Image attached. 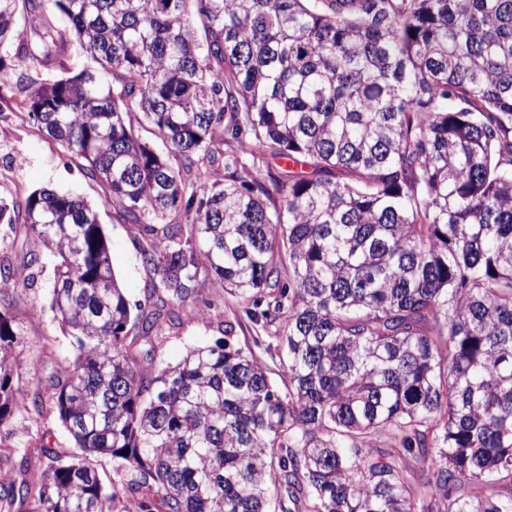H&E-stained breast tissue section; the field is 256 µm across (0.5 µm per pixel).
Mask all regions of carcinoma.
<instances>
[{
    "label": "carcinoma",
    "instance_id": "carcinoma-1",
    "mask_svg": "<svg viewBox=\"0 0 512 512\" xmlns=\"http://www.w3.org/2000/svg\"><path fill=\"white\" fill-rule=\"evenodd\" d=\"M3 48L63 74L4 84L0 122L84 161L153 279L127 298L83 199L0 197V425L47 404L81 450L41 446L0 502L512 512V0H0ZM47 260L77 358L27 398L13 293ZM203 273L282 384L230 323L143 368Z\"/></svg>",
    "mask_w": 512,
    "mask_h": 512
}]
</instances>
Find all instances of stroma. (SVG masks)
Instances as JSON below:
<instances>
[{
    "label": "stroma",
    "instance_id": "obj_1",
    "mask_svg": "<svg viewBox=\"0 0 512 512\" xmlns=\"http://www.w3.org/2000/svg\"><path fill=\"white\" fill-rule=\"evenodd\" d=\"M44 187L82 197L96 210L110 245L118 283L130 300L141 299L152 275L140 262L143 240L135 225L118 220L113 208L105 203L102 189L85 177L79 161L36 127L19 121L0 127V194L22 195ZM52 280V268H44L33 286L20 292L13 308L15 320L23 330L20 372L39 386L63 375L76 357L70 336L62 331L49 308ZM228 322L234 327V345L253 350L270 373H277L278 356L256 345V332L236 298L225 293L222 282L210 276L197 297L184 305L182 323L158 349L155 367L177 364L187 349L214 343L223 337ZM0 444L7 446L10 453L9 459L0 460V470L4 472L18 467L24 458L34 457L43 444L65 458L76 452L51 408L39 416L13 415L0 426Z\"/></svg>",
    "mask_w": 512,
    "mask_h": 512
}]
</instances>
